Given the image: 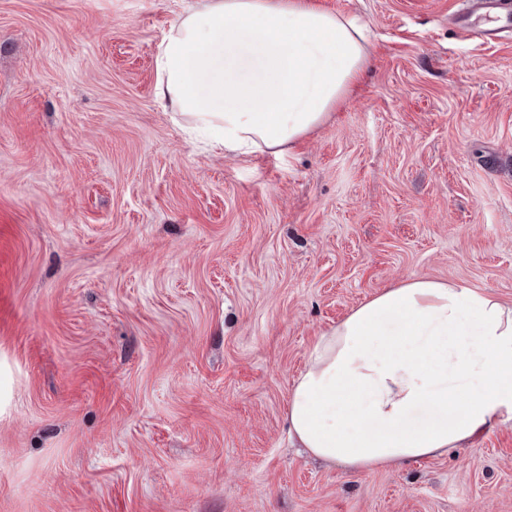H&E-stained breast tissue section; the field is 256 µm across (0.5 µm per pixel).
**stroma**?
I'll use <instances>...</instances> for the list:
<instances>
[{"instance_id": "stroma-1", "label": "stroma", "mask_w": 512, "mask_h": 512, "mask_svg": "<svg viewBox=\"0 0 512 512\" xmlns=\"http://www.w3.org/2000/svg\"><path fill=\"white\" fill-rule=\"evenodd\" d=\"M192 0H0V512H512V417L376 471L288 442L320 333L424 277L512 306V32L467 0H317L359 93L292 149L154 94Z\"/></svg>"}]
</instances>
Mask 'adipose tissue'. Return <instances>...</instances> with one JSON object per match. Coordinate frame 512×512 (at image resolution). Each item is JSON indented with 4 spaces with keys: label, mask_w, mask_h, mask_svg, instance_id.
Segmentation results:
<instances>
[{
    "label": "adipose tissue",
    "mask_w": 512,
    "mask_h": 512,
    "mask_svg": "<svg viewBox=\"0 0 512 512\" xmlns=\"http://www.w3.org/2000/svg\"><path fill=\"white\" fill-rule=\"evenodd\" d=\"M358 23L316 0H196L164 31L156 96L215 149L294 146L365 72ZM512 415V306L412 279L317 337L288 433L328 462L374 470L464 447Z\"/></svg>",
    "instance_id": "ef3b65f1"
}]
</instances>
